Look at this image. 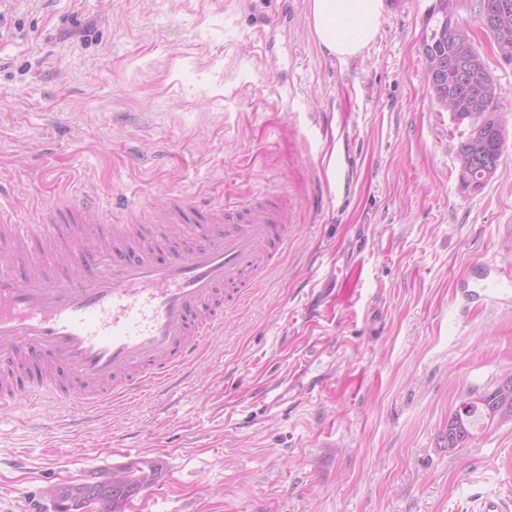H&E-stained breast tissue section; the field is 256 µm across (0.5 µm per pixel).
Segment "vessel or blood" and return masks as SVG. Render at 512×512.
<instances>
[{
  "instance_id": "b4317fda",
  "label": "vessel or blood",
  "mask_w": 512,
  "mask_h": 512,
  "mask_svg": "<svg viewBox=\"0 0 512 512\" xmlns=\"http://www.w3.org/2000/svg\"><path fill=\"white\" fill-rule=\"evenodd\" d=\"M112 234L91 239L88 227ZM288 206L263 193L242 203L172 199L148 224L67 196L24 224L0 206V412L25 394L78 401L164 385L224 328L286 242Z\"/></svg>"
}]
</instances>
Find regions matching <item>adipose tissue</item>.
Segmentation results:
<instances>
[{"mask_svg":"<svg viewBox=\"0 0 512 512\" xmlns=\"http://www.w3.org/2000/svg\"><path fill=\"white\" fill-rule=\"evenodd\" d=\"M310 11L318 44L331 54L351 57L377 37L384 0H310Z\"/></svg>","mask_w":512,"mask_h":512,"instance_id":"ef3b65f1","label":"adipose tissue"}]
</instances>
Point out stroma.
<instances>
[{
  "label": "stroma",
  "instance_id": "1",
  "mask_svg": "<svg viewBox=\"0 0 512 512\" xmlns=\"http://www.w3.org/2000/svg\"><path fill=\"white\" fill-rule=\"evenodd\" d=\"M435 0H386L360 55L321 48L309 0H0V178L19 219L73 191L152 218L169 199L288 200L278 265L172 385L84 426L0 413V512L160 465L132 512H481L512 507V421L437 439L512 371V63L475 0L457 19L496 78L495 177L460 187L468 130L431 99ZM353 279L343 301L339 288Z\"/></svg>",
  "mask_w": 512,
  "mask_h": 512
}]
</instances>
